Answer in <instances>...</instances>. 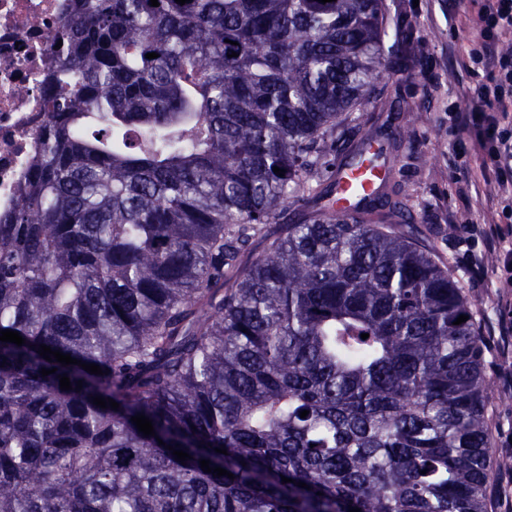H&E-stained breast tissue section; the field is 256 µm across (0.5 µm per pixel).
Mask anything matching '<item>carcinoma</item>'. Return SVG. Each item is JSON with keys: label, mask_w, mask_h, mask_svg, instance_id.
Here are the masks:
<instances>
[{"label": "carcinoma", "mask_w": 512, "mask_h": 512, "mask_svg": "<svg viewBox=\"0 0 512 512\" xmlns=\"http://www.w3.org/2000/svg\"><path fill=\"white\" fill-rule=\"evenodd\" d=\"M158 2L69 0L0 212V331L25 339L0 341V512H487L494 382L456 278L386 184L343 207L313 184L376 95L383 0Z\"/></svg>", "instance_id": "obj_1"}]
</instances>
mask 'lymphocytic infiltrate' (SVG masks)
Here are the masks:
<instances>
[{
    "label": "lymphocytic infiltrate",
    "mask_w": 512,
    "mask_h": 512,
    "mask_svg": "<svg viewBox=\"0 0 512 512\" xmlns=\"http://www.w3.org/2000/svg\"><path fill=\"white\" fill-rule=\"evenodd\" d=\"M474 21L481 40L468 59L477 68L491 69L489 83L474 92L471 109L459 113L469 129L472 146L483 156V174L495 182L498 194L512 209V53L498 46L512 38V0H473Z\"/></svg>",
    "instance_id": "lymphocytic-infiltrate-1"
}]
</instances>
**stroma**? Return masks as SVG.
<instances>
[{
	"label": "stroma",
	"instance_id": "obj_1",
	"mask_svg": "<svg viewBox=\"0 0 512 512\" xmlns=\"http://www.w3.org/2000/svg\"><path fill=\"white\" fill-rule=\"evenodd\" d=\"M385 6L390 41L410 44L413 51L379 82L382 100L394 107L386 129L378 127L379 102H368L337 128L346 147L336 161L346 162L350 145L363 137L402 135L384 163L408 193L422 244L451 268L487 338L484 370L495 390L486 414L491 456L499 462L512 458V335L499 332L502 321H512V279L480 232L504 218L483 179L481 156L452 118L466 110L473 88L484 80L483 71L459 63L480 41L475 8L471 0H385ZM475 262L484 267L482 278L473 276Z\"/></svg>",
	"mask_w": 512,
	"mask_h": 512
}]
</instances>
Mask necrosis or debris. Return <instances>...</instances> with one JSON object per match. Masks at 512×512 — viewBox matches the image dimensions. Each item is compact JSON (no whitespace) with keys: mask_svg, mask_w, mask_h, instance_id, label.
I'll use <instances>...</instances> for the list:
<instances>
[{"mask_svg":"<svg viewBox=\"0 0 512 512\" xmlns=\"http://www.w3.org/2000/svg\"><path fill=\"white\" fill-rule=\"evenodd\" d=\"M67 0H0V210L11 208L40 147L50 42Z\"/></svg>","mask_w":512,"mask_h":512,"instance_id":"obj_1","label":"necrosis or debris"}]
</instances>
